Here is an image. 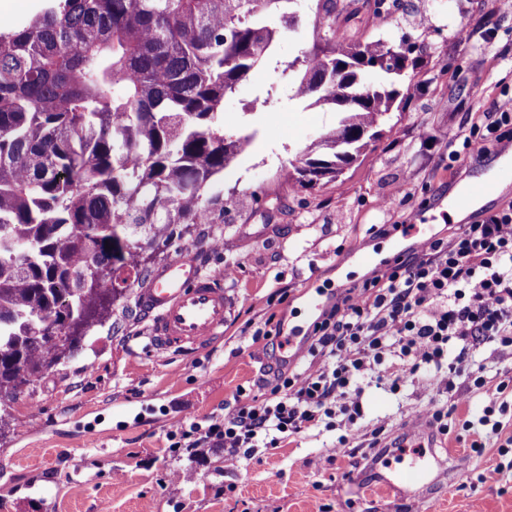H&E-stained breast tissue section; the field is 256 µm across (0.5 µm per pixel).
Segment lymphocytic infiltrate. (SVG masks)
Masks as SVG:
<instances>
[{
	"mask_svg": "<svg viewBox=\"0 0 512 512\" xmlns=\"http://www.w3.org/2000/svg\"><path fill=\"white\" fill-rule=\"evenodd\" d=\"M490 109L487 123L463 133L465 148L482 156L512 139V94L494 98ZM485 345L512 351V204L385 261L335 296L309 327L308 366L277 370L258 396L238 389L225 413L178 421L167 453L193 460L204 450H220L231 468L318 426L342 428L339 447L364 439L374 448L388 426L377 425L369 439L357 428L363 382L373 379L395 390L418 378L447 395L448 403L410 408L406 419L426 417L437 434H448L458 407L471 405L478 390L490 403L462 428H489L501 439L499 452H506L512 435L504 436L505 425L493 414L495 402L512 395V378L460 379Z\"/></svg>",
	"mask_w": 512,
	"mask_h": 512,
	"instance_id": "f902f5d3",
	"label": "lymphocytic infiltrate"
}]
</instances>
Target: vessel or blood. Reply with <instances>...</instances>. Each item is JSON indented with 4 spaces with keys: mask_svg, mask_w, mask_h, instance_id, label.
Instances as JSON below:
<instances>
[{
    "mask_svg": "<svg viewBox=\"0 0 512 512\" xmlns=\"http://www.w3.org/2000/svg\"><path fill=\"white\" fill-rule=\"evenodd\" d=\"M498 190L495 180L467 183L451 205L460 208ZM137 308L150 322L151 348L162 357L172 351L200 350L220 340L231 314V301L223 275L203 273L197 254L186 250L151 275L147 288L139 294ZM432 437L429 425L420 417L401 432L382 456L386 462L393 458L403 462L386 479V486L408 497L425 495L434 468L444 465L439 458L430 466L424 462V443Z\"/></svg>",
    "mask_w": 512,
    "mask_h": 512,
    "instance_id": "b4317fda",
    "label": "vessel or blood"
}]
</instances>
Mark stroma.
<instances>
[{"mask_svg": "<svg viewBox=\"0 0 512 512\" xmlns=\"http://www.w3.org/2000/svg\"><path fill=\"white\" fill-rule=\"evenodd\" d=\"M463 25L473 33L466 44L455 39ZM356 35L388 43L407 36L423 48L379 140L336 181L296 189L288 175L298 152L335 125V112L283 93L275 114H243V103L272 82L268 66L225 99V133L247 129L256 137L215 189L248 202L226 223L180 230L153 260L159 267L193 250L208 273L236 264L234 279L224 283L232 311L223 340L195 355L156 357L137 309L151 273L130 277L123 307L26 389L0 424V512H97L103 502L110 512H512V470L501 481L478 483V472L501 458L494 449L472 453V438L460 427L467 418L462 408L457 426L440 440L448 481L419 499L379 483L372 467L378 449H338L337 431L321 427L241 460L231 472L220 452L191 465L165 454L177 420L219 412L268 370L265 353L238 342L246 321L273 314L308 328L310 294L342 292L382 260L411 250L412 239L379 235L376 226L428 224L447 237L456 225L448 215L452 193L496 160L463 152L455 136L483 123L492 99L512 90V0H397L387 20L362 12ZM476 73L482 86L471 84ZM453 152L460 158L452 165ZM445 402L422 382L395 392L369 384L361 424L384 418L396 435L408 408ZM189 465L193 482L168 480V471ZM229 483L236 486L230 495Z\"/></svg>", "mask_w": 512, "mask_h": 512, "instance_id": "1", "label": "stroma"}]
</instances>
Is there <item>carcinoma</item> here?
<instances>
[{"label":"carcinoma","mask_w":512,"mask_h":512,"mask_svg":"<svg viewBox=\"0 0 512 512\" xmlns=\"http://www.w3.org/2000/svg\"><path fill=\"white\" fill-rule=\"evenodd\" d=\"M295 0H41L0 20V396L16 397L110 318L118 271L176 224H223L235 192L205 187L256 131L224 135V99L251 81L285 32ZM359 0H315L311 47L276 62L245 112L275 111L278 91L339 114L298 154L293 180L333 181L376 140L421 61L415 44L361 41ZM343 32L336 41V31ZM376 75L374 83L365 74ZM51 314L66 339L44 340Z\"/></svg>","instance_id":"obj_1"}]
</instances>
